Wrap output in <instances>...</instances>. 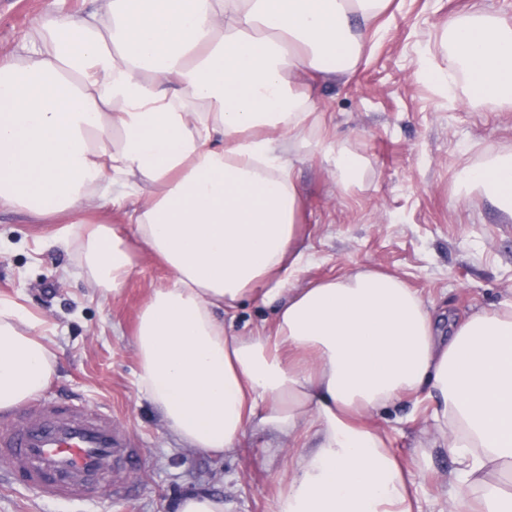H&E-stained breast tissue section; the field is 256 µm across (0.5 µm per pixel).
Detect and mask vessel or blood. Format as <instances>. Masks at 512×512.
Returning a JSON list of instances; mask_svg holds the SVG:
<instances>
[{
	"label": "vessel or blood",
	"instance_id": "obj_1",
	"mask_svg": "<svg viewBox=\"0 0 512 512\" xmlns=\"http://www.w3.org/2000/svg\"><path fill=\"white\" fill-rule=\"evenodd\" d=\"M140 453L111 415L75 405H32L25 424L0 429V464L55 500L94 498L103 482L129 478Z\"/></svg>",
	"mask_w": 512,
	"mask_h": 512
}]
</instances>
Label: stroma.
<instances>
[{"label": "stroma", "mask_w": 512, "mask_h": 512, "mask_svg": "<svg viewBox=\"0 0 512 512\" xmlns=\"http://www.w3.org/2000/svg\"><path fill=\"white\" fill-rule=\"evenodd\" d=\"M512 21V0H391L353 72L319 86L318 137L343 144L366 161L360 179L340 186L332 162L305 157L294 170L303 203V246L312 261L297 286L363 269L399 275L426 302L457 314L512 303V222L478 193L460 190L456 175L485 153H512V108L445 92L421 64L446 65L443 31L466 17L472 2ZM91 0H0V53L50 10L89 8ZM36 221L0 212V299H15L54 328L57 371L39 402L100 409L123 428L144 460L130 493L102 492L90 502H57L20 484L0 482V512H175L188 493L223 496L231 512H275L278 496L304 447L272 431H248L241 448L213 457L181 445L135 385L133 331L167 271L134 246L135 271L118 295L75 275L72 244L82 214ZM409 468L421 512H446L442 487L451 458L434 452L414 460L422 417L396 411L373 416Z\"/></svg>", "instance_id": "35a3bbf8"}]
</instances>
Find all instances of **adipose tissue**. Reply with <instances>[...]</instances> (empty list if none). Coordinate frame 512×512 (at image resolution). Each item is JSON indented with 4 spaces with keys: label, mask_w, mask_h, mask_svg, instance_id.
<instances>
[{
    "label": "adipose tissue",
    "mask_w": 512,
    "mask_h": 512,
    "mask_svg": "<svg viewBox=\"0 0 512 512\" xmlns=\"http://www.w3.org/2000/svg\"><path fill=\"white\" fill-rule=\"evenodd\" d=\"M388 0H92L36 17L0 56V209L35 220L106 204L169 272L137 318L136 388L185 447L221 455L246 432L310 433L277 512H420L378 411H426L417 449L447 450L449 512H512V307L446 317L399 278L362 270L299 288L303 200L293 170L364 161L315 137L320 83L356 66ZM452 51L425 76L468 101L512 106V25L449 20ZM458 184L512 220V155ZM78 271L120 292L133 258L98 224ZM279 301L271 332H238L253 296ZM50 325L0 299V414L55 372Z\"/></svg>",
    "instance_id": "ef3b65f1"
}]
</instances>
